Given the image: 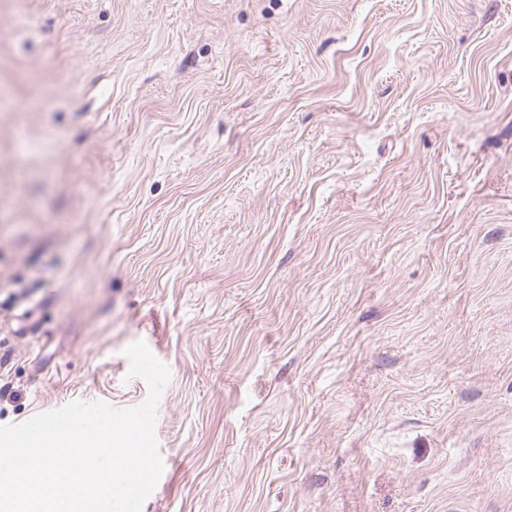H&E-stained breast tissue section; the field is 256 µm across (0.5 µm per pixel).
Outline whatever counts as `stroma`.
<instances>
[{
    "instance_id": "35a3bbf8",
    "label": "stroma",
    "mask_w": 512,
    "mask_h": 512,
    "mask_svg": "<svg viewBox=\"0 0 512 512\" xmlns=\"http://www.w3.org/2000/svg\"><path fill=\"white\" fill-rule=\"evenodd\" d=\"M140 340L141 512H512V0H0V425Z\"/></svg>"
}]
</instances>
